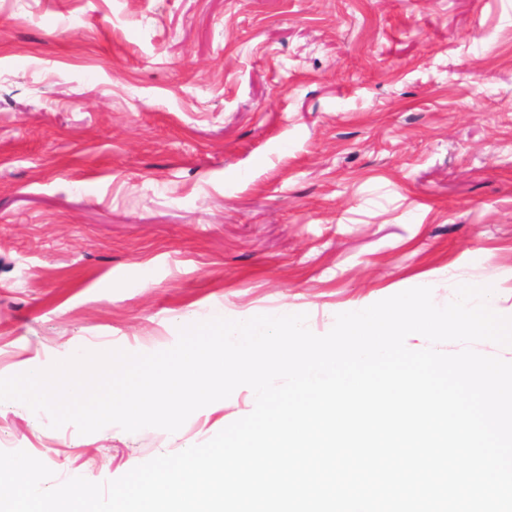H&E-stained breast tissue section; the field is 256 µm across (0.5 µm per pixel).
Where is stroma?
Segmentation results:
<instances>
[{"label":"stroma","mask_w":512,"mask_h":512,"mask_svg":"<svg viewBox=\"0 0 512 512\" xmlns=\"http://www.w3.org/2000/svg\"><path fill=\"white\" fill-rule=\"evenodd\" d=\"M420 279L512 315V0H0V377ZM254 405L83 435L5 401L0 448L107 482Z\"/></svg>","instance_id":"35a3bbf8"}]
</instances>
